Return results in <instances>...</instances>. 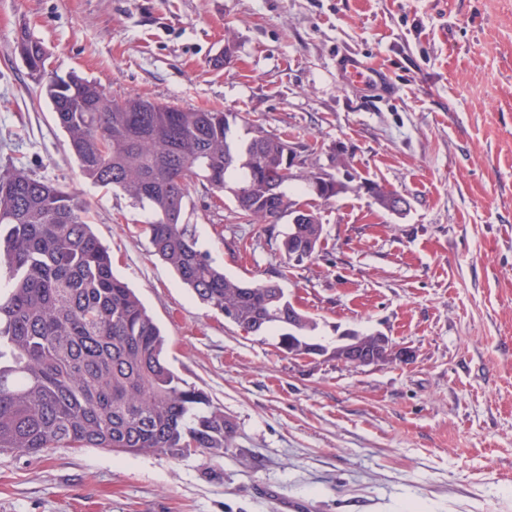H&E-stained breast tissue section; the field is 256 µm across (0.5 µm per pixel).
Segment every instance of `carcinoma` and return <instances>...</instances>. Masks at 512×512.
I'll return each mask as SVG.
<instances>
[{"label": "carcinoma", "instance_id": "carcinoma-1", "mask_svg": "<svg viewBox=\"0 0 512 512\" xmlns=\"http://www.w3.org/2000/svg\"><path fill=\"white\" fill-rule=\"evenodd\" d=\"M20 56L44 80L85 180L121 191L150 213L141 225L154 252L204 305L254 334L282 329L280 344L317 328L288 316L274 281L246 282L199 248L185 223L189 187L232 194L247 224H277L294 201L285 191L288 139L256 125L231 133L222 112L181 109L139 96L119 103L97 83L53 76L26 37ZM144 106L128 112L126 105ZM316 210L290 224L281 251L290 261L320 247ZM295 331L288 333L289 324ZM166 338L140 299L112 271L78 193L24 169L0 174V454L39 457L55 448L116 453L224 456L233 422L203 389L168 364Z\"/></svg>", "mask_w": 512, "mask_h": 512}]
</instances>
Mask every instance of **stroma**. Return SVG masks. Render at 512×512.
<instances>
[{"mask_svg": "<svg viewBox=\"0 0 512 512\" xmlns=\"http://www.w3.org/2000/svg\"><path fill=\"white\" fill-rule=\"evenodd\" d=\"M48 72L287 134L347 189L317 201L324 240L286 266L288 229L242 224L192 184L185 220L227 275L273 280L318 323L300 359L202 305L153 253L148 217L81 175L17 51ZM352 51L400 92L336 73ZM346 167H338L337 154ZM22 167L90 203L92 228L169 339L167 360L237 426L232 448L0 455V512H512V0H0V173ZM370 181L402 194L381 211ZM405 359L352 366L346 331Z\"/></svg>", "mask_w": 512, "mask_h": 512, "instance_id": "obj_1", "label": "stroma"}]
</instances>
